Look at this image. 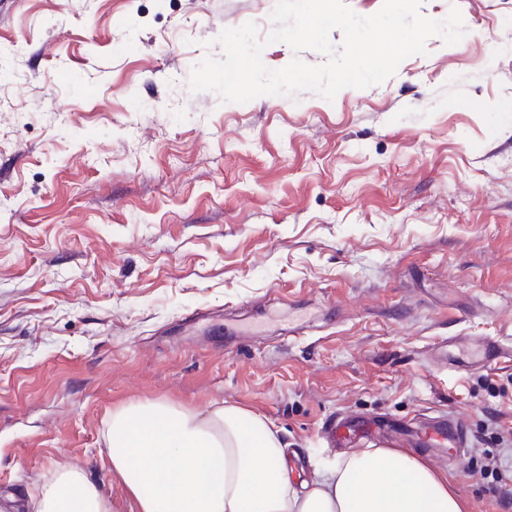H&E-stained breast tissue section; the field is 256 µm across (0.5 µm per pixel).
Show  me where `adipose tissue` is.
Instances as JSON below:
<instances>
[{"instance_id":"obj_1","label":"adipose tissue","mask_w":512,"mask_h":512,"mask_svg":"<svg viewBox=\"0 0 512 512\" xmlns=\"http://www.w3.org/2000/svg\"><path fill=\"white\" fill-rule=\"evenodd\" d=\"M106 442L135 512H467L445 473L400 448H362L297 482L274 424L222 402L202 411L161 400L117 408ZM30 507L112 512L75 469L38 485Z\"/></svg>"}]
</instances>
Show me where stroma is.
<instances>
[{"label":"stroma","mask_w":512,"mask_h":512,"mask_svg":"<svg viewBox=\"0 0 512 512\" xmlns=\"http://www.w3.org/2000/svg\"><path fill=\"white\" fill-rule=\"evenodd\" d=\"M276 3L0 0V512L63 468L133 512L103 434L157 400L271 420L305 480L336 416L450 413L463 456L407 451L500 512L512 359L445 341H512V0H423L464 39L331 101L192 92Z\"/></svg>","instance_id":"1"}]
</instances>
